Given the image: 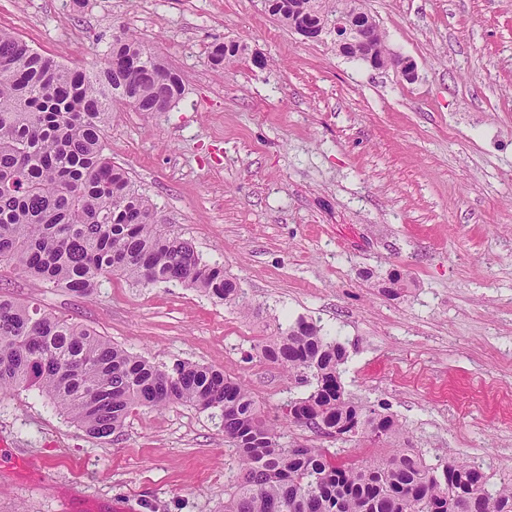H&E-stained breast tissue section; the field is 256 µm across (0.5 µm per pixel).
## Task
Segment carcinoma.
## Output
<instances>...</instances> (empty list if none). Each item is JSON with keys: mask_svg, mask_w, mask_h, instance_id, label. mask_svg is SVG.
Segmentation results:
<instances>
[{"mask_svg": "<svg viewBox=\"0 0 512 512\" xmlns=\"http://www.w3.org/2000/svg\"><path fill=\"white\" fill-rule=\"evenodd\" d=\"M289 28L340 14L350 0H267ZM246 50L217 42L220 71ZM390 58L377 31L373 55ZM184 94L180 74L134 34L113 36L106 57L73 69L0 29V268L6 266L81 296L118 275L134 285L180 283L246 312L238 282L207 263L193 244L168 235L154 207L105 153L112 107L165 112ZM262 358L315 380L291 401L288 421L336 438L389 442L378 462L342 461L327 448H292L241 382L213 367L177 360L158 365L94 329L0 292V395L34 389L90 436L112 443L141 407L190 405L217 414L238 455L239 473L224 512H512V485L491 493L480 468L460 460L431 467L406 447L393 416L344 396L345 349L321 326L298 320L260 346Z\"/></svg>", "mask_w": 512, "mask_h": 512, "instance_id": "obj_1", "label": "carcinoma"}]
</instances>
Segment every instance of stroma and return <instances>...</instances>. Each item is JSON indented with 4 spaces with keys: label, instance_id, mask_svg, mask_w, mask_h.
<instances>
[{
    "label": "stroma",
    "instance_id": "1",
    "mask_svg": "<svg viewBox=\"0 0 512 512\" xmlns=\"http://www.w3.org/2000/svg\"><path fill=\"white\" fill-rule=\"evenodd\" d=\"M415 81L304 40L266 0H0V29L91 68L119 29L184 82L169 111L116 107L106 153L173 236L223 264L241 313L178 283L113 278L89 297L14 272L0 291L130 353L245 383L285 444L387 458L286 422L305 384L263 359L316 321L351 400L392 414L431 466L512 483V0H364ZM248 50L216 72L213 43ZM407 285L387 295L393 278ZM238 472L219 417L139 408L104 444L36 390L0 397V512H224Z\"/></svg>",
    "mask_w": 512,
    "mask_h": 512
}]
</instances>
